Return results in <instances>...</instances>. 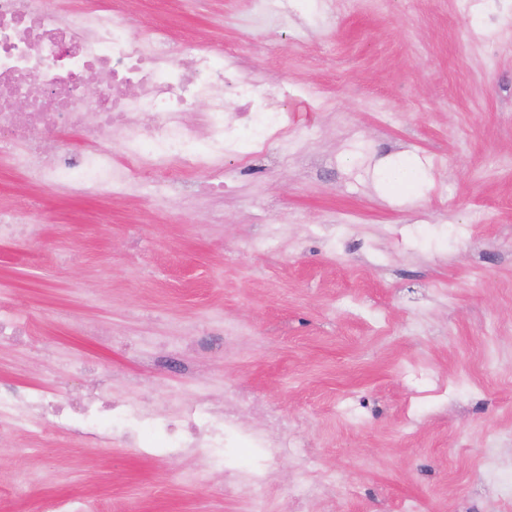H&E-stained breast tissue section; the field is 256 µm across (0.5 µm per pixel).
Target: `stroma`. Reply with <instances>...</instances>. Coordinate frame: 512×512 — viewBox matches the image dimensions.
I'll use <instances>...</instances> for the list:
<instances>
[{
    "label": "stroma",
    "mask_w": 512,
    "mask_h": 512,
    "mask_svg": "<svg viewBox=\"0 0 512 512\" xmlns=\"http://www.w3.org/2000/svg\"><path fill=\"white\" fill-rule=\"evenodd\" d=\"M142 0L160 27L285 93L287 142L147 194L67 198L0 161V200L32 196L39 236L0 242V304L30 327L0 339V383L158 409L249 391L332 472L315 512H512V0ZM413 163L417 180L392 187ZM223 182L224 194L199 193ZM243 331L187 346L183 327ZM497 323L496 340L486 328ZM183 370L158 359L156 344ZM0 441V512H251L195 456L120 440Z\"/></svg>",
    "instance_id": "1"
}]
</instances>
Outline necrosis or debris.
<instances>
[{
  "label": "necrosis or debris",
  "instance_id": "1",
  "mask_svg": "<svg viewBox=\"0 0 512 512\" xmlns=\"http://www.w3.org/2000/svg\"><path fill=\"white\" fill-rule=\"evenodd\" d=\"M98 82L100 94L85 88ZM199 108L196 122L186 112ZM67 127L84 145L64 151L50 134ZM288 125L270 85L244 79L233 53L196 49L171 53L166 33L155 29L132 40L128 24L97 8L59 15L47 0H0V159L29 183L73 198H107L136 192L141 183L171 168L190 172L223 166L225 156L263 152L285 140ZM0 434L39 417H59L63 404L45 392L0 386ZM73 424L76 438L142 442L151 428L159 438L149 457L197 451L205 464L185 473L198 483L227 448H258L262 464L226 473L227 488L263 512L272 468L283 457L310 464L295 424L280 423L274 408H261L244 391L228 390L223 405L180 404L171 413L144 402L115 403L108 410L85 401ZM264 411L267 426L244 425L246 414Z\"/></svg>",
  "mask_w": 512,
  "mask_h": 512
}]
</instances>
